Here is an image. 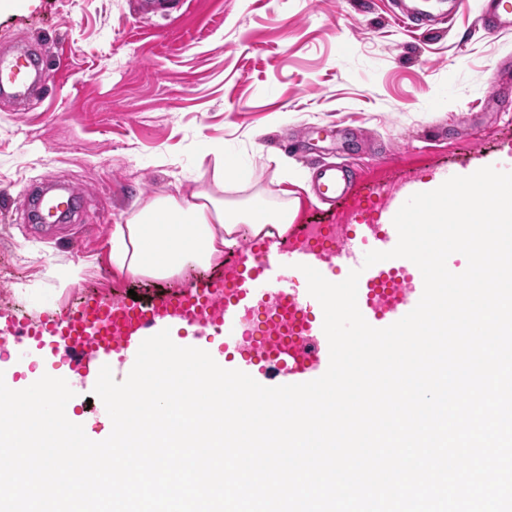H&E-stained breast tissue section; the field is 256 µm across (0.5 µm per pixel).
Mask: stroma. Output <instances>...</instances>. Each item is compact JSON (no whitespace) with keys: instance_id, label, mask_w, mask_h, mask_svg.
Here are the masks:
<instances>
[{"instance_id":"35a3bbf8","label":"stroma","mask_w":512,"mask_h":512,"mask_svg":"<svg viewBox=\"0 0 512 512\" xmlns=\"http://www.w3.org/2000/svg\"><path fill=\"white\" fill-rule=\"evenodd\" d=\"M176 3L145 17L135 0H0V49L29 46L42 58L35 100L0 98V308L37 320L83 288L145 301L223 277L238 248L170 279L115 267V226L158 197H289L299 202L289 234L335 223L350 202L311 195L312 169L288 147L301 133L320 163L355 173L363 195L413 174L474 172L512 152V111L485 105L493 78L512 73V33L484 34L474 11L424 35L392 17L390 0ZM47 183L82 198L73 223L49 239L26 220L30 189ZM70 268L80 275L62 285ZM170 336L226 369L264 365L225 350L220 333L174 325ZM0 374L21 386L46 374L73 389L84 382L27 336L0 337ZM66 413L91 440L111 433L86 397Z\"/></svg>"}]
</instances>
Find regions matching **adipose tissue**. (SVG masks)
Returning <instances> with one entry per match:
<instances>
[{
	"label": "adipose tissue",
	"instance_id": "obj_1",
	"mask_svg": "<svg viewBox=\"0 0 512 512\" xmlns=\"http://www.w3.org/2000/svg\"><path fill=\"white\" fill-rule=\"evenodd\" d=\"M297 204L229 203L201 193L192 198L154 200L112 235V258L133 274L169 278L187 264L209 265L234 246L242 226L253 235L272 227L285 232L296 217Z\"/></svg>",
	"mask_w": 512,
	"mask_h": 512
}]
</instances>
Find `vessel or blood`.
I'll use <instances>...</instances> for the list:
<instances>
[{
	"label": "vessel or blood",
	"instance_id": "b4317fda",
	"mask_svg": "<svg viewBox=\"0 0 512 512\" xmlns=\"http://www.w3.org/2000/svg\"><path fill=\"white\" fill-rule=\"evenodd\" d=\"M476 9L482 29L491 36L512 30V0H453L452 11ZM431 0H414L409 7L397 10L399 19L411 26L425 29L426 33H438L439 27L433 13ZM38 57L35 52L11 54L0 52V95L6 94L19 101L37 96L42 83L38 78ZM313 191L318 199L332 201L345 196L349 191L348 181L343 170L326 165L314 168ZM419 183L414 178H406L397 193L388 189L370 190L367 196L358 199L356 212H363L367 204H374L375 217L368 219L365 228L357 234L344 237L339 249H317L304 245L291 237L283 236L260 244L258 252H240L231 270V279L237 292L235 302L226 304L217 322L224 330L225 341H235L240 334L244 314L253 302L262 297H276L288 300L298 309L316 308L317 300L307 289L301 288L298 281L302 276L301 265L318 270L325 278H332L336 267L346 270H360L357 294L358 308L365 320L375 328H385L409 313L420 300L424 283L420 270L405 258L390 259L391 267L409 272L411 285L397 293L394 299L383 304L370 302L366 288L374 285L382 270L381 264L365 266L364 256L372 250L388 251L395 247L398 233L393 218L403 203L418 193ZM75 191L58 194L47 190L36 196L32 203L29 220L36 229H44L48 219H62L66 216L65 206L73 202ZM220 279L202 281L189 287L188 295L162 296L146 312H139L128 304L102 302L96 296H86L84 301L68 307L65 311L46 320L42 331L59 336L64 341V356L75 366L92 364L94 368L110 366L116 381H124L132 369L137 351L143 340L153 336L175 322L184 321L190 306L189 294H209L223 287ZM100 325L121 335L120 343L88 338L91 325ZM5 327L8 334L36 335L31 320L7 315ZM330 353L328 347L317 349L307 361H298L293 352H285L273 362L269 374L281 384H299L321 377L328 369Z\"/></svg>",
	"mask_w": 512,
	"mask_h": 512
}]
</instances>
